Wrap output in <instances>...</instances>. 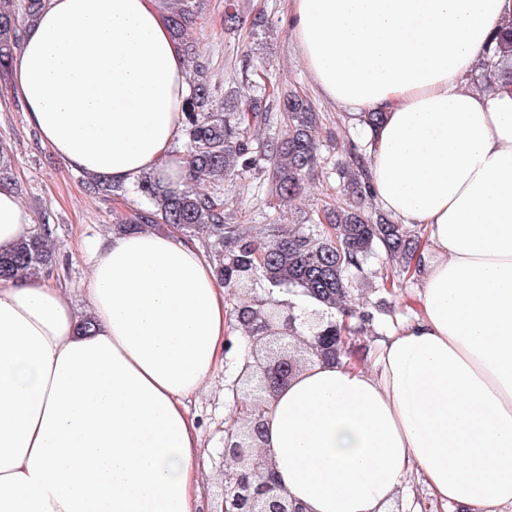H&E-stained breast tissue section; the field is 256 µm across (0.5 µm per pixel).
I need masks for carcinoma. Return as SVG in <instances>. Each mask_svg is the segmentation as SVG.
<instances>
[{"label":"carcinoma","instance_id":"1","mask_svg":"<svg viewBox=\"0 0 512 512\" xmlns=\"http://www.w3.org/2000/svg\"><path fill=\"white\" fill-rule=\"evenodd\" d=\"M45 0H0V75L7 74L23 27L34 20ZM190 10L188 0L168 7L167 21L173 37L181 42L186 34ZM498 67L482 72L478 79L512 81V33L499 39ZM287 132L266 143L250 134V121L258 118L255 108L218 112L211 107L209 78L205 67L195 64L192 94L185 106L184 126L188 138V174L181 188L162 186L143 175L136 182L146 207L133 209L117 231L143 227L162 230L176 227L208 243L215 271L228 288H242L253 271L261 273L269 289L288 286L356 319L353 330L373 321L370 311L346 304L353 283L365 278L371 258L382 256L383 264L411 266L419 246L418 232L397 224L369 205L366 154L361 142L345 146L348 154L343 175V196L336 206L322 210L321 233L303 228L285 230L268 224L254 236L243 235L238 225L224 221L221 180L256 172L270 183L269 204L281 205L302 198L308 180L321 164L316 138L319 115L309 98L298 91L280 93ZM14 180L7 148L0 147V185ZM97 190L123 199L126 189L105 176H93ZM56 263L55 245L42 231L20 238L6 253H0V279L18 274L32 278L50 275ZM259 311L242 301L233 308L236 321L247 326Z\"/></svg>","mask_w":512,"mask_h":512}]
</instances>
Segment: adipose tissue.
Wrapping results in <instances>:
<instances>
[{
    "label": "adipose tissue",
    "instance_id": "obj_1",
    "mask_svg": "<svg viewBox=\"0 0 512 512\" xmlns=\"http://www.w3.org/2000/svg\"><path fill=\"white\" fill-rule=\"evenodd\" d=\"M287 22L329 102L381 113L370 190L425 241L420 307L371 364L310 363L266 403L275 480L309 512H384L416 475L512 512V84L475 81L512 0H289ZM9 78L67 167L184 182L190 85L160 0H46ZM32 229L0 187V252ZM91 262L83 317L48 278L0 280V512H197L187 400L224 359L226 290L174 229L114 233Z\"/></svg>",
    "mask_w": 512,
    "mask_h": 512
}]
</instances>
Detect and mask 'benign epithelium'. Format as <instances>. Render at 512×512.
<instances>
[{
  "label": "benign epithelium",
  "mask_w": 512,
  "mask_h": 512,
  "mask_svg": "<svg viewBox=\"0 0 512 512\" xmlns=\"http://www.w3.org/2000/svg\"><path fill=\"white\" fill-rule=\"evenodd\" d=\"M298 316L292 312L274 320L261 316L252 327L253 343L269 344L285 340L296 328ZM322 361H339V349L345 340L334 336H321ZM299 370V362L290 355L288 344L266 356L264 362L246 366L243 373L247 390L244 395H255L267 401ZM261 427V418L238 428L236 436L224 439V498L221 512H306L299 502L288 499L274 480V467L269 455L258 451L253 431Z\"/></svg>",
  "instance_id": "7a95c632"
}]
</instances>
